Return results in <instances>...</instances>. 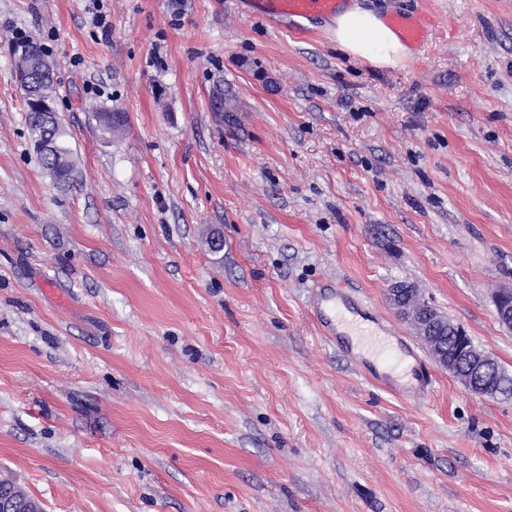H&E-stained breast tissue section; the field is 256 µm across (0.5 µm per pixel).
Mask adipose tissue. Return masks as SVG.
<instances>
[{
  "label": "adipose tissue",
  "mask_w": 512,
  "mask_h": 512,
  "mask_svg": "<svg viewBox=\"0 0 512 512\" xmlns=\"http://www.w3.org/2000/svg\"><path fill=\"white\" fill-rule=\"evenodd\" d=\"M337 46L347 55L380 66H391L410 55L411 49L382 17L351 0L331 20Z\"/></svg>",
  "instance_id": "adipose-tissue-1"
}]
</instances>
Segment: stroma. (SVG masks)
I'll use <instances>...</instances> for the list:
<instances>
[{
    "label": "stroma",
    "instance_id": "1",
    "mask_svg": "<svg viewBox=\"0 0 512 512\" xmlns=\"http://www.w3.org/2000/svg\"><path fill=\"white\" fill-rule=\"evenodd\" d=\"M394 66L249 0H0V476L46 512H512V398L465 390L389 301L414 284L512 373V0ZM48 44L54 187L15 79ZM126 112L102 138L96 111ZM336 280L431 393L320 336Z\"/></svg>",
    "mask_w": 512,
    "mask_h": 512
}]
</instances>
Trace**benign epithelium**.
Returning a JSON list of instances; mask_svg holds the SVG:
<instances>
[{
	"label": "benign epithelium",
	"instance_id": "1",
	"mask_svg": "<svg viewBox=\"0 0 512 512\" xmlns=\"http://www.w3.org/2000/svg\"><path fill=\"white\" fill-rule=\"evenodd\" d=\"M51 73L46 58L16 60L17 81L26 95L29 110L50 123L55 118V101L36 90L39 81ZM402 286L390 289L392 306L402 315L415 334L426 344L433 360L448 371L464 388L474 394L492 397L489 375L499 368L496 359L478 350L464 327L445 319L442 312L427 305L419 308L405 305ZM498 321L512 329V292L494 296ZM0 512H44L40 501L28 495L16 483L0 479Z\"/></svg>",
	"mask_w": 512,
	"mask_h": 512
}]
</instances>
